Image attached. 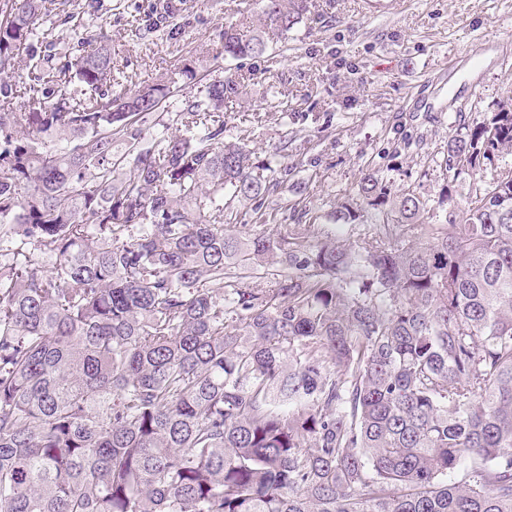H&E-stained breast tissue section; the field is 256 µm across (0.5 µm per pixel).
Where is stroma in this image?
Segmentation results:
<instances>
[{"mask_svg": "<svg viewBox=\"0 0 512 512\" xmlns=\"http://www.w3.org/2000/svg\"><path fill=\"white\" fill-rule=\"evenodd\" d=\"M75 20L57 29L52 51L70 54L92 33L112 51L113 75L129 87L169 83L162 111L144 116V136L177 127L179 112L198 81L232 71L243 92L224 114V138L247 140L259 159L287 146L297 169L269 199L276 216L269 232L290 235L296 224L352 243L376 233L374 224H336L327 215L358 191L373 172L426 203L413 230L443 221L449 202L465 203L489 186L512 155L452 174L448 144L512 98V0H334L331 19L303 21L287 37L271 31L257 58L225 59V24L249 9L248 0H183L171 39L139 31L133 15L154 0H72ZM490 62H483L486 51ZM191 65L196 80L182 76ZM285 103L282 111L267 110Z\"/></svg>", "mask_w": 512, "mask_h": 512, "instance_id": "obj_1", "label": "stroma"}]
</instances>
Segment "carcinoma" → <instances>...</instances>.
<instances>
[{
	"mask_svg": "<svg viewBox=\"0 0 512 512\" xmlns=\"http://www.w3.org/2000/svg\"><path fill=\"white\" fill-rule=\"evenodd\" d=\"M256 2L224 57L334 5ZM57 10L0 0V512H512V169L424 243L423 201L370 173L330 214L380 225L357 244L226 224L236 200L268 223L291 172L286 144L274 168L224 141L239 78L144 145L167 85L116 88L93 38L50 54ZM175 17L159 2L145 29ZM448 150L512 154V103Z\"/></svg>",
	"mask_w": 512,
	"mask_h": 512,
	"instance_id": "obj_1",
	"label": "carcinoma"
}]
</instances>
